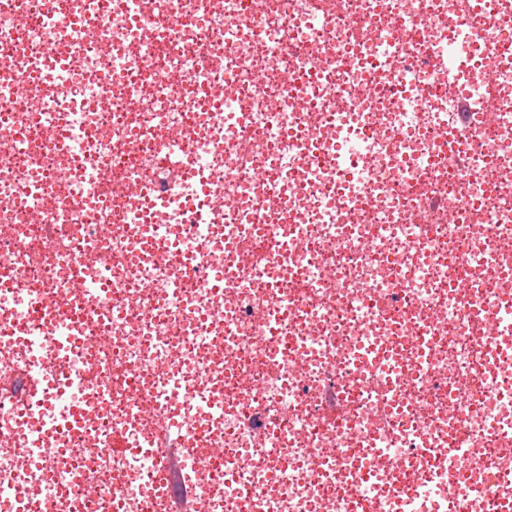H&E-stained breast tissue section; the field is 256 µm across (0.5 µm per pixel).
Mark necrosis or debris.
<instances>
[{"label":"necrosis or debris","instance_id":"obj_1","mask_svg":"<svg viewBox=\"0 0 512 512\" xmlns=\"http://www.w3.org/2000/svg\"><path fill=\"white\" fill-rule=\"evenodd\" d=\"M510 169L502 0H0V512H512Z\"/></svg>","mask_w":512,"mask_h":512}]
</instances>
